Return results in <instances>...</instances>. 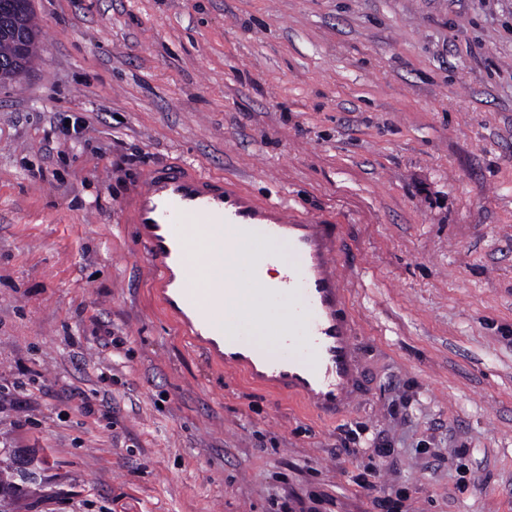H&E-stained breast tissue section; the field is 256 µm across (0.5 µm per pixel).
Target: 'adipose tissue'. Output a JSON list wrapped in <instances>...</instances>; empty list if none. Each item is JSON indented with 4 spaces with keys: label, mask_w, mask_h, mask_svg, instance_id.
<instances>
[{
    "label": "adipose tissue",
    "mask_w": 512,
    "mask_h": 512,
    "mask_svg": "<svg viewBox=\"0 0 512 512\" xmlns=\"http://www.w3.org/2000/svg\"><path fill=\"white\" fill-rule=\"evenodd\" d=\"M269 249V244L261 240L248 238L235 240L232 247L224 253L221 271L216 276L215 282L228 290L224 297L225 310L237 319L251 323L255 344L272 352L276 350L279 343L275 331L285 325L284 318L271 313L267 304L266 290L278 281V272H264L262 286L248 291L238 288L243 274L249 272L259 262L262 254Z\"/></svg>",
    "instance_id": "adipose-tissue-1"
}]
</instances>
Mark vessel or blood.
<instances>
[{
    "label": "vessel or blood",
    "mask_w": 512,
    "mask_h": 512,
    "mask_svg": "<svg viewBox=\"0 0 512 512\" xmlns=\"http://www.w3.org/2000/svg\"><path fill=\"white\" fill-rule=\"evenodd\" d=\"M124 210L156 272L159 302L217 363L326 417L345 415L365 397L357 325L347 311L343 236L334 220L293 212L181 160L134 182ZM252 236L288 246L282 283L271 291L288 306V335L272 357L239 321L224 318L223 289L196 286L221 265L226 243Z\"/></svg>",
    "instance_id": "b4317fda"
}]
</instances>
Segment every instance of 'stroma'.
Returning a JSON list of instances; mask_svg holds the SVG:
<instances>
[{
	"mask_svg": "<svg viewBox=\"0 0 512 512\" xmlns=\"http://www.w3.org/2000/svg\"><path fill=\"white\" fill-rule=\"evenodd\" d=\"M32 6L0 86V512H512V0ZM175 157L341 224L346 416L159 303L120 202Z\"/></svg>",
	"mask_w": 512,
	"mask_h": 512,
	"instance_id": "35a3bbf8",
	"label": "stroma"
}]
</instances>
